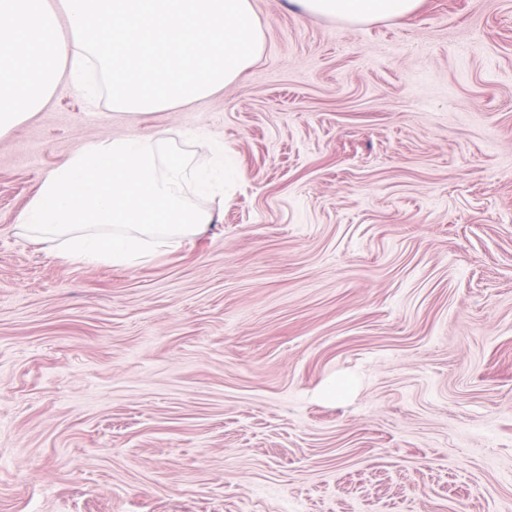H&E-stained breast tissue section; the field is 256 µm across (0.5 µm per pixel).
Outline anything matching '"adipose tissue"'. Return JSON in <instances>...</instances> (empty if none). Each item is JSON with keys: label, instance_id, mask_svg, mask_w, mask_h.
I'll return each mask as SVG.
<instances>
[{"label": "adipose tissue", "instance_id": "obj_1", "mask_svg": "<svg viewBox=\"0 0 512 512\" xmlns=\"http://www.w3.org/2000/svg\"><path fill=\"white\" fill-rule=\"evenodd\" d=\"M309 16L363 24L378 20H402L421 0H296Z\"/></svg>", "mask_w": 512, "mask_h": 512}]
</instances>
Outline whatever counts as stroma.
Returning <instances> with one entry per match:
<instances>
[{
    "mask_svg": "<svg viewBox=\"0 0 512 512\" xmlns=\"http://www.w3.org/2000/svg\"><path fill=\"white\" fill-rule=\"evenodd\" d=\"M117 116L60 80L0 140V512H512V0L348 25ZM158 134L238 172L132 268L21 235L44 175Z\"/></svg>",
    "mask_w": 512,
    "mask_h": 512,
    "instance_id": "35a3bbf8",
    "label": "stroma"
}]
</instances>
